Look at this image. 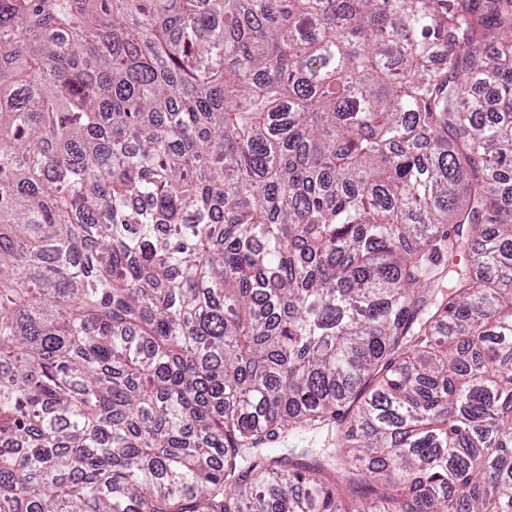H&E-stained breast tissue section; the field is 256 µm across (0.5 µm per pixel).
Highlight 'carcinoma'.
Instances as JSON below:
<instances>
[{"label":"carcinoma","instance_id":"obj_1","mask_svg":"<svg viewBox=\"0 0 512 512\" xmlns=\"http://www.w3.org/2000/svg\"><path fill=\"white\" fill-rule=\"evenodd\" d=\"M511 181L512 0H0V512H512Z\"/></svg>","mask_w":512,"mask_h":512}]
</instances>
